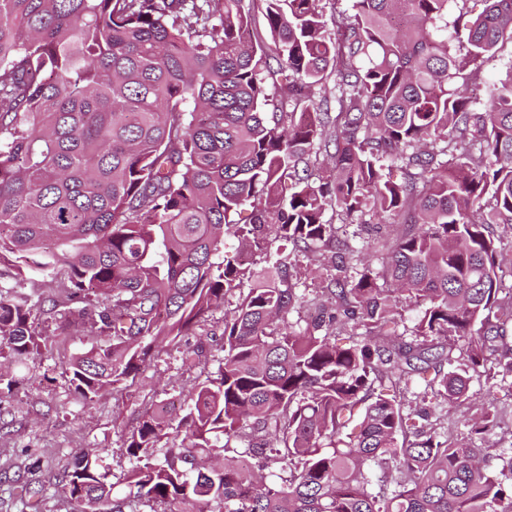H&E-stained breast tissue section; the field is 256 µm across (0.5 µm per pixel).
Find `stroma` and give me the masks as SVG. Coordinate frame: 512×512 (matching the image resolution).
Returning a JSON list of instances; mask_svg holds the SVG:
<instances>
[{
  "label": "stroma",
  "instance_id": "1",
  "mask_svg": "<svg viewBox=\"0 0 512 512\" xmlns=\"http://www.w3.org/2000/svg\"><path fill=\"white\" fill-rule=\"evenodd\" d=\"M40 328L54 332L52 345L30 361L28 379L9 388L0 385V512H83L59 484L64 465L87 448L104 449L103 470L115 495L129 493L131 467L125 429L146 408L177 404L195 383L216 374L223 357L224 314L216 312L205 330L160 345L123 395H106L91 408L78 403L64 373L68 361L88 348L86 336L61 327L57 317L42 315ZM204 346L200 364H182L184 351ZM51 380H44V371ZM468 402L448 408V434L467 436L470 419L489 405L500 408L501 420L486 443L512 447V378L490 383L473 378Z\"/></svg>",
  "mask_w": 512,
  "mask_h": 512
}]
</instances>
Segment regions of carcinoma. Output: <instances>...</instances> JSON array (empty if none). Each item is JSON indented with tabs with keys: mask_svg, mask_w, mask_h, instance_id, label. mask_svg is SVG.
Segmentation results:
<instances>
[{
	"mask_svg": "<svg viewBox=\"0 0 512 512\" xmlns=\"http://www.w3.org/2000/svg\"><path fill=\"white\" fill-rule=\"evenodd\" d=\"M261 2L264 34L254 0H0V362L52 342L44 304L76 313L95 344L65 372L90 407L222 308L218 374L126 431V480L150 512H512V456L498 473L439 432L471 373H512L491 231L512 224V64L485 101L466 94L512 43V0L477 15L348 0L328 18L320 0ZM264 69L282 88L270 112ZM319 101L315 119L297 113ZM370 212L399 218L374 237L379 268L341 237ZM291 252L327 267L298 333ZM32 274L63 292L33 299ZM405 300L421 307L410 341ZM417 378L433 401L406 414ZM498 421L487 407L472 429ZM101 461L80 452L63 491L125 512Z\"/></svg>",
	"mask_w": 512,
	"mask_h": 512,
	"instance_id": "carcinoma-1",
	"label": "carcinoma"
}]
</instances>
